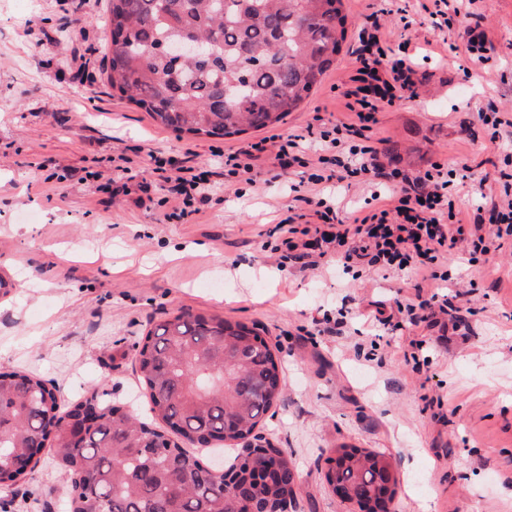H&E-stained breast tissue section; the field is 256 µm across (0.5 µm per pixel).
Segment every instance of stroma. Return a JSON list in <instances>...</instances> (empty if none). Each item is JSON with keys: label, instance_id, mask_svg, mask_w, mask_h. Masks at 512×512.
I'll use <instances>...</instances> for the list:
<instances>
[{"label": "stroma", "instance_id": "35a3bbf8", "mask_svg": "<svg viewBox=\"0 0 512 512\" xmlns=\"http://www.w3.org/2000/svg\"><path fill=\"white\" fill-rule=\"evenodd\" d=\"M347 39L335 67L274 129L224 139L176 136L105 82V0H0V371L33 372L64 407L90 395L145 415L137 345L182 312L255 326L283 370L285 393L260 424L263 440L291 457L299 487L288 512H359L327 484L326 459L347 445L389 454L399 486L391 512H512V241L468 263L449 254L453 287L421 284L341 262H280L272 232L289 215L299 173L260 169L255 184L224 181L185 221L169 169L211 163L270 133H303L314 114L351 118L337 87L353 73L361 17L377 14L391 47L409 42L425 76L418 98L380 112L373 138L410 177L432 165L471 167L498 192L512 133L491 139L488 106L512 115V0H480L494 44L470 59L458 31L437 27L430 0H409V20L385 0H342ZM155 152L166 162L147 161ZM141 157L135 184L150 201L112 192L119 155ZM481 191V192H484ZM481 192L458 188V217ZM451 295L465 331L381 325L415 296ZM342 331H334L338 314ZM431 337L415 366L408 342ZM441 399L429 405V397ZM68 473L50 448L10 490L0 512H69Z\"/></svg>", "mask_w": 512, "mask_h": 512}]
</instances>
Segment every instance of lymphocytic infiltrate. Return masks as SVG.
<instances>
[{"instance_id": "obj_1", "label": "lymphocytic infiltrate", "mask_w": 512, "mask_h": 512, "mask_svg": "<svg viewBox=\"0 0 512 512\" xmlns=\"http://www.w3.org/2000/svg\"><path fill=\"white\" fill-rule=\"evenodd\" d=\"M433 7L445 27L466 18L467 53L480 62L489 60L493 44L477 23L478 13H462L459 0H433ZM358 41L357 67L344 92L352 121L330 124L317 114L304 133L262 138L225 154L223 166L176 168L168 177L179 202L174 216L181 219L199 212L218 186L217 174L251 184L258 162L283 171L300 167L308 172L309 187L299 201L311 207L314 223L300 226L298 215L292 214L277 224L285 253L303 257L317 247L322 255L339 256L347 263L406 275L426 272L432 279L447 280L441 260L457 244L472 243L486 254L512 237V183L499 194L486 196L479 213L465 223L452 201L455 180L440 166L412 178L386 164L371 137L377 114L405 97H416L421 80L412 58L395 54L388 45L376 15H365ZM326 164L343 168L348 176L384 184L390 191V207L371 209L350 224L340 222L336 200L326 195L325 176L312 171L313 166ZM487 218L493 223L489 232L483 225Z\"/></svg>"}]
</instances>
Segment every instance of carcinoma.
I'll list each match as a JSON object with an SVG mask.
<instances>
[{
	"instance_id": "carcinoma-1",
	"label": "carcinoma",
	"mask_w": 512,
	"mask_h": 512,
	"mask_svg": "<svg viewBox=\"0 0 512 512\" xmlns=\"http://www.w3.org/2000/svg\"><path fill=\"white\" fill-rule=\"evenodd\" d=\"M341 0H109L107 84L160 126L179 136L224 138L264 129L298 109L321 83L346 40ZM196 40L189 60L157 48ZM255 329L220 317L179 313L156 325L135 356L150 412L188 442L217 432L226 414L238 425L223 436L248 448L282 396L281 365ZM63 420L46 383L22 371L0 372V487L26 476L12 469L53 438L57 459L72 472L71 512H245L224 477L137 417L99 414L83 447L49 435ZM344 448L328 458L325 478L351 481L361 502L392 468L381 452ZM298 475L283 454L271 483L258 490L265 509L294 488Z\"/></svg>"
}]
</instances>
